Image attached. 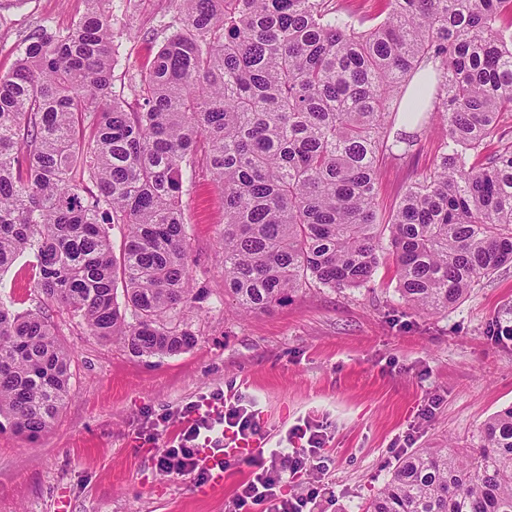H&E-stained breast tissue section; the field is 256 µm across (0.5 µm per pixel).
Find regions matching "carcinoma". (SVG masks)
I'll use <instances>...</instances> for the list:
<instances>
[{
  "instance_id": "cac0c4a2",
  "label": "carcinoma",
  "mask_w": 512,
  "mask_h": 512,
  "mask_svg": "<svg viewBox=\"0 0 512 512\" xmlns=\"http://www.w3.org/2000/svg\"><path fill=\"white\" fill-rule=\"evenodd\" d=\"M86 2L0 75V277L33 255L45 304L91 335L139 358L197 344L182 196L202 160L224 185V294L242 312L310 280L366 286L385 238L401 299L426 315L512 264V0H387L367 27L332 0H180L130 78L134 110L112 94L111 0ZM400 113L415 131L395 128ZM436 118L434 167L382 222L379 155L409 154ZM70 366L47 314L0 299V417L15 433L52 428ZM366 512H512V407L476 448L399 457Z\"/></svg>"
}]
</instances>
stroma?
<instances>
[{
    "mask_svg": "<svg viewBox=\"0 0 512 512\" xmlns=\"http://www.w3.org/2000/svg\"><path fill=\"white\" fill-rule=\"evenodd\" d=\"M85 0H0V74L9 73L37 26L71 27ZM179 0H112L119 60L112 90L134 101L130 76L161 46ZM446 127H428L415 151L379 172V211L389 214L419 173L432 168ZM192 286L206 298L190 314L198 341L166 357L135 358L53 309L71 354V396L54 426L27 439L0 426V512H234L254 467L233 462L222 489L194 475H166L157 455L181 427V409L215 389L238 395L265 433L255 451L286 447L288 430L319 431L325 469L286 476L284 495L303 512H363L399 456L418 448H471L490 416L512 406V265L474 288L448 314L410 309L391 259L358 289L305 286L288 303L240 313L224 295V189L199 169L183 197ZM156 442H146L147 434Z\"/></svg>",
    "mask_w": 512,
    "mask_h": 512,
    "instance_id": "obj_1",
    "label": "stroma"
}]
</instances>
